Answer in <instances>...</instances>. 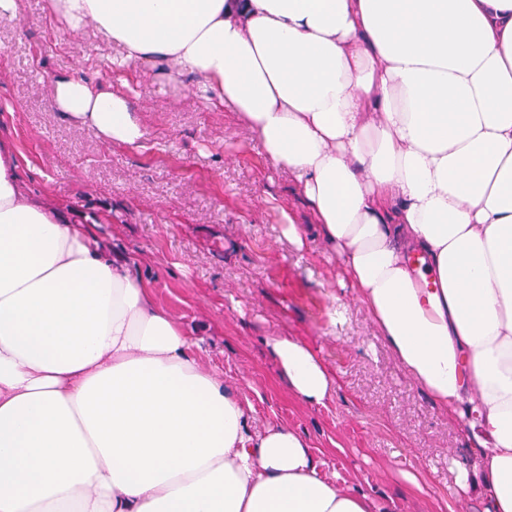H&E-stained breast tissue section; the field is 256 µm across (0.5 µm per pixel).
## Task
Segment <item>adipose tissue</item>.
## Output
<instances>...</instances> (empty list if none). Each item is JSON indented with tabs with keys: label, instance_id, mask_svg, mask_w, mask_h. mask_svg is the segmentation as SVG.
Returning <instances> with one entry per match:
<instances>
[{
	"label": "adipose tissue",
	"instance_id": "adipose-tissue-1",
	"mask_svg": "<svg viewBox=\"0 0 512 512\" xmlns=\"http://www.w3.org/2000/svg\"><path fill=\"white\" fill-rule=\"evenodd\" d=\"M117 66L196 78L340 258L406 374L476 446L457 465L512 512V0H53ZM54 106L144 141L126 97L55 77ZM92 224L33 196L0 138V512H378L308 437L257 427ZM289 391L334 378L270 344Z\"/></svg>",
	"mask_w": 512,
	"mask_h": 512
}]
</instances>
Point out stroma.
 Listing matches in <instances>:
<instances>
[{"mask_svg":"<svg viewBox=\"0 0 512 512\" xmlns=\"http://www.w3.org/2000/svg\"><path fill=\"white\" fill-rule=\"evenodd\" d=\"M60 74L106 88L127 79L142 144L108 143L57 112ZM194 84L141 65L118 74L111 48L91 30L72 34L51 0H17L16 18L0 19V136L24 182L73 223H97L257 423L303 432L322 472L369 493L379 512H482L454 467L470 454L467 426L407 377L287 178ZM286 210L301 244L283 234ZM288 336L334 373L324 404L289 393L268 347Z\"/></svg>","mask_w":512,"mask_h":512,"instance_id":"1","label":"stroma"}]
</instances>
